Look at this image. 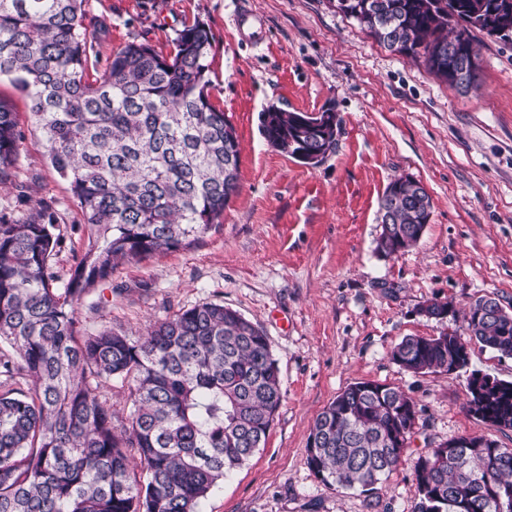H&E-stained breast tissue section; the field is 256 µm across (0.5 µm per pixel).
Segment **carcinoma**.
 Listing matches in <instances>:
<instances>
[{
	"instance_id": "carcinoma-1",
	"label": "carcinoma",
	"mask_w": 512,
	"mask_h": 512,
	"mask_svg": "<svg viewBox=\"0 0 512 512\" xmlns=\"http://www.w3.org/2000/svg\"><path fill=\"white\" fill-rule=\"evenodd\" d=\"M387 49L421 62L460 91L477 80L471 32H512V0H336ZM84 0H0V76L26 93L56 172L77 200L83 246L65 287L51 260L60 213L46 199L28 215L0 214V512H202L213 490L265 441L283 393L258 325L204 302L150 324L139 336L89 330L77 306L124 260L189 247L220 223L238 190L239 145L210 96L213 37L197 20L165 54L131 41L107 57L84 24ZM466 71L456 80L454 71ZM261 132L304 163L327 154L334 132L303 112L271 105ZM24 140L0 101V187ZM421 183L388 184L376 250L396 255L426 228ZM426 317L448 304L427 301ZM469 340L406 336L391 351L415 374L454 372L468 341L512 358V313L472 302ZM132 384L130 409L98 390ZM468 411L512 428V382L467 385ZM422 409L398 387L356 382L317 416L307 463L326 485L371 494L403 459ZM416 512H512V448L460 436L419 455Z\"/></svg>"
}]
</instances>
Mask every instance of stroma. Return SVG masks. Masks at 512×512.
I'll use <instances>...</instances> for the list:
<instances>
[{
    "instance_id": "obj_1",
    "label": "stroma",
    "mask_w": 512,
    "mask_h": 512,
    "mask_svg": "<svg viewBox=\"0 0 512 512\" xmlns=\"http://www.w3.org/2000/svg\"><path fill=\"white\" fill-rule=\"evenodd\" d=\"M84 10L89 32L108 25L105 55L133 40L168 52L183 25L204 22L211 98L240 144V189L220 224L190 247L119 264L107 289L78 306L83 324L136 336L179 309L218 302L267 336L282 403L264 446L204 512H415L413 466L428 445L481 435L512 448V430L467 409L470 374L510 382L512 358L475 342L454 373L413 374L390 358L406 336L466 335L464 313L479 297L512 308V45L474 33L478 86L462 92L388 51L331 0H85ZM0 99L25 132L17 181L58 203L61 287L83 243L81 212L27 97L5 76ZM271 105L332 109L335 148L310 167L272 147L259 129ZM407 176L430 194L431 220L414 247L382 258L379 200ZM428 300L452 310L426 318L418 308ZM360 381L398 387L422 410L401 465L373 496L323 484L307 464L316 416Z\"/></svg>"
}]
</instances>
